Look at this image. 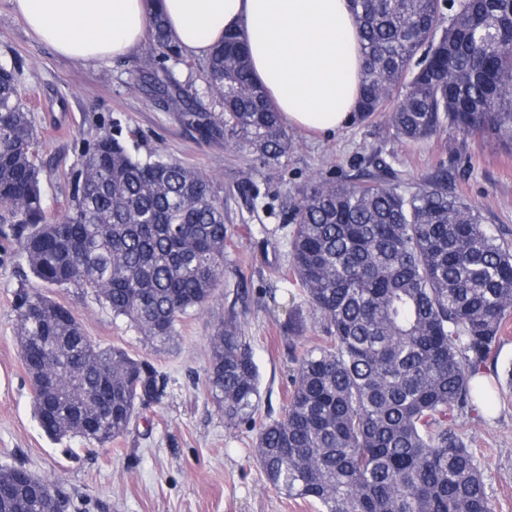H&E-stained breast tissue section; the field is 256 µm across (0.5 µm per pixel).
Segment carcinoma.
<instances>
[{"mask_svg":"<svg viewBox=\"0 0 512 512\" xmlns=\"http://www.w3.org/2000/svg\"><path fill=\"white\" fill-rule=\"evenodd\" d=\"M350 2L363 49L358 118L384 112L408 143L452 129L512 150V0ZM151 42L154 59L187 64L158 14ZM203 81L182 121L278 164L292 142L252 78L241 33L224 32ZM155 85L183 100L170 69ZM36 142L16 68L0 64V223L33 277L94 296L147 344L172 341L227 262L232 233L213 180L176 159L142 160L103 129L64 214L53 215ZM282 228V275L322 332L296 352L307 322L290 310L283 328L296 369L284 416L260 417L259 370L233 309L214 326L206 369L225 423L256 432L266 483L318 512H492L481 462L448 412L489 409L503 394L479 378L512 318V241L448 192L446 171L416 182L381 156L358 178H310ZM15 312L35 417L52 440L104 445L164 396L151 362L95 345L42 289L20 283ZM70 508L56 481L0 465V512Z\"/></svg>","mask_w":512,"mask_h":512,"instance_id":"cac0c4a2","label":"carcinoma"}]
</instances>
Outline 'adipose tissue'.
I'll use <instances>...</instances> for the list:
<instances>
[{
  "label": "adipose tissue",
  "instance_id": "1",
  "mask_svg": "<svg viewBox=\"0 0 512 512\" xmlns=\"http://www.w3.org/2000/svg\"><path fill=\"white\" fill-rule=\"evenodd\" d=\"M39 41L75 64L129 55L161 14L181 53L207 58L244 33L253 77L286 124L330 133L354 119L362 48L350 0H12Z\"/></svg>",
  "mask_w": 512,
  "mask_h": 512
}]
</instances>
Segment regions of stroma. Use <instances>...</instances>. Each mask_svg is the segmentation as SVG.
<instances>
[{
    "label": "stroma",
    "mask_w": 512,
    "mask_h": 512,
    "mask_svg": "<svg viewBox=\"0 0 512 512\" xmlns=\"http://www.w3.org/2000/svg\"><path fill=\"white\" fill-rule=\"evenodd\" d=\"M150 52L146 45L121 58L73 65L28 34L11 0H0V64H15L22 99L33 111L49 210H62L99 127L117 124L136 131L129 147L137 157L173 158L213 176L233 241L214 296L178 324L174 343L164 347L145 343L93 296L48 289L93 343L148 358L166 380L162 400L144 407L128 434L101 447L80 437L54 442L34 417L13 311V292L29 269L14 243L0 239V465L57 480L80 512H316L313 503L269 487L256 462L254 432L225 424L204 378L214 324L236 307L260 373V411L281 417L293 367L281 325L289 310L306 304L279 277L288 263L280 227L299 187L314 175L363 174L375 157L392 156L395 169L417 181L447 169L449 191L477 207L485 223L512 233V153L452 130L407 144L376 115L332 134L291 128L287 156L268 167L183 125L178 108L146 76ZM269 290L276 293L272 306L265 303ZM448 421L481 461L494 512H512V396L490 411H451Z\"/></svg>",
    "instance_id": "1"
}]
</instances>
